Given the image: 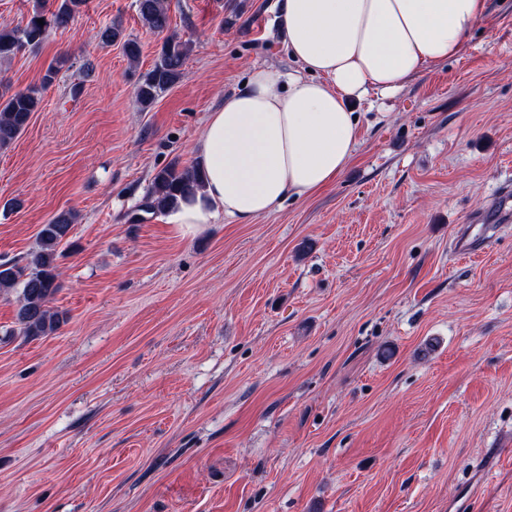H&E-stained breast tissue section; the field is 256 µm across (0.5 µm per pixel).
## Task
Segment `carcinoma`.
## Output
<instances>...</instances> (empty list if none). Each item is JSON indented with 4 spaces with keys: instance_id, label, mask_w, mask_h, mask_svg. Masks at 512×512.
<instances>
[{
    "instance_id": "obj_1",
    "label": "carcinoma",
    "mask_w": 512,
    "mask_h": 512,
    "mask_svg": "<svg viewBox=\"0 0 512 512\" xmlns=\"http://www.w3.org/2000/svg\"><path fill=\"white\" fill-rule=\"evenodd\" d=\"M85 0H62L58 11L46 19L39 12L29 19L25 27L12 28L0 23V60H9L27 45L43 41L50 30L63 27L74 17ZM137 13L151 31L158 34L169 31V7L165 0H136ZM43 23H38V20ZM104 43L122 42L125 56L136 61L140 45L134 38L123 34L117 24L105 27L99 33ZM188 40L170 34L153 67L135 84L134 95L141 107L151 105L157 97L175 85L183 74V66L191 51ZM41 93L32 88L10 96L0 94V147L11 144L27 126L31 115L40 110ZM200 166L181 167L171 163L155 172L151 188L140 205L149 214H165L190 200L202 186ZM74 214L61 211L41 226L37 247L25 261L0 262V288L15 289L19 294L16 329L13 334L36 339L55 334L66 322V313L51 306L59 290L57 259L59 249L68 242L73 229Z\"/></svg>"
}]
</instances>
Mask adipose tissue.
<instances>
[{"mask_svg":"<svg viewBox=\"0 0 512 512\" xmlns=\"http://www.w3.org/2000/svg\"><path fill=\"white\" fill-rule=\"evenodd\" d=\"M486 7V0H285L283 42L298 71L253 67L245 86L208 114L196 147L203 188L167 223L208 224L221 212L249 224L332 184L359 143L350 99L394 91L457 56Z\"/></svg>","mask_w":512,"mask_h":512,"instance_id":"1","label":"adipose tissue"}]
</instances>
